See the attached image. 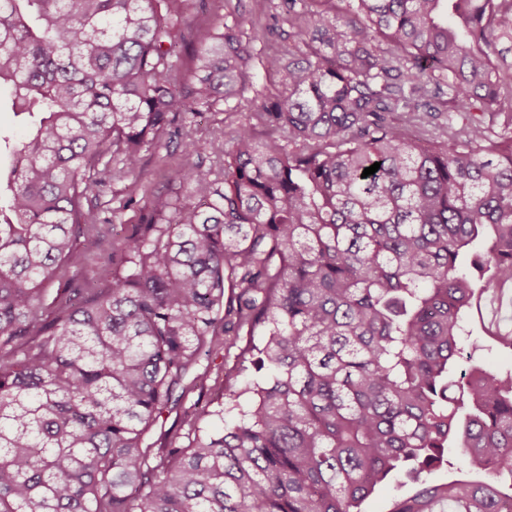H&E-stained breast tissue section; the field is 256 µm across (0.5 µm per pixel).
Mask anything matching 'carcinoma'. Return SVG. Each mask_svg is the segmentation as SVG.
<instances>
[{"instance_id":"1","label":"carcinoma","mask_w":512,"mask_h":512,"mask_svg":"<svg viewBox=\"0 0 512 512\" xmlns=\"http://www.w3.org/2000/svg\"><path fill=\"white\" fill-rule=\"evenodd\" d=\"M189 2L0 0V90L33 117L0 136V512H360L391 481V512H503L512 369L457 357L512 284V136L482 119L512 120L486 50L512 0H280L279 88L239 22L193 26ZM249 92L229 138L192 137ZM165 142L221 166L166 170L188 196L152 194L112 283L70 302L100 194ZM241 336L243 383L196 412L234 421L145 443ZM488 337L512 351L511 327ZM447 448L466 469L407 494Z\"/></svg>"}]
</instances>
